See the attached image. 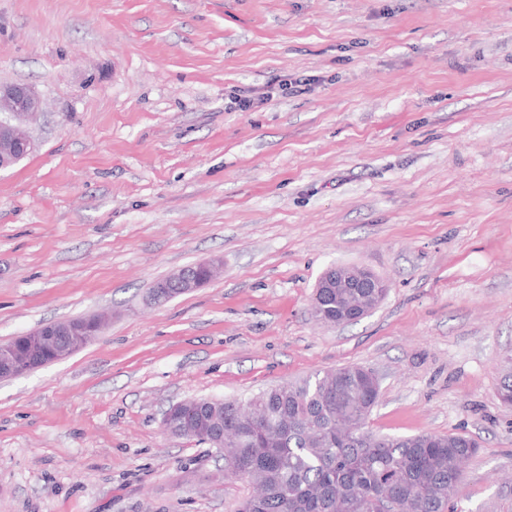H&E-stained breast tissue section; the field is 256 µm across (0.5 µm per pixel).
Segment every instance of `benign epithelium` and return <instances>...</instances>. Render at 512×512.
I'll use <instances>...</instances> for the list:
<instances>
[{
	"label": "benign epithelium",
	"mask_w": 512,
	"mask_h": 512,
	"mask_svg": "<svg viewBox=\"0 0 512 512\" xmlns=\"http://www.w3.org/2000/svg\"><path fill=\"white\" fill-rule=\"evenodd\" d=\"M40 110L39 99L26 85L0 84V114L6 113L10 121L0 120V171L19 163L32 148L26 130V120ZM170 283L186 292L204 285L185 269L170 278ZM316 288H372L375 295L387 290L385 281L362 266L337 265L327 269L316 283ZM87 330L64 322L52 323V329L39 339V344H50L58 336H82Z\"/></svg>",
	"instance_id": "1"
}]
</instances>
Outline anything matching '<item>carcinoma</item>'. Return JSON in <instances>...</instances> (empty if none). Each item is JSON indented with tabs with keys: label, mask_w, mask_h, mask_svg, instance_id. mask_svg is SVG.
<instances>
[{
	"label": "carcinoma",
	"mask_w": 512,
	"mask_h": 512,
	"mask_svg": "<svg viewBox=\"0 0 512 512\" xmlns=\"http://www.w3.org/2000/svg\"><path fill=\"white\" fill-rule=\"evenodd\" d=\"M323 289L314 309L326 318L351 308L353 292ZM29 336L13 341L23 362L17 374L45 366L70 344L33 352ZM378 389L367 368L346 365L317 371L253 395L246 403L214 402L207 416L187 424L186 436L211 442L224 429V448L235 464L229 475L251 476L253 492L239 512H445L458 488L462 464L477 444L461 433L378 435L367 419Z\"/></svg>",
	"instance_id": "obj_1"
}]
</instances>
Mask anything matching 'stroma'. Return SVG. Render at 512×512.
Masks as SVG:
<instances>
[{
	"mask_svg": "<svg viewBox=\"0 0 512 512\" xmlns=\"http://www.w3.org/2000/svg\"><path fill=\"white\" fill-rule=\"evenodd\" d=\"M1 82L43 108L0 171V343L107 321L0 380V512H237L165 410L350 364L374 433L477 441L446 512H512V0H0ZM340 263L388 291L326 326ZM315 288L314 298L319 288H323V290L316 298L314 307L312 306V313L315 317L316 315H322L326 318H335L336 307L340 305L351 311V300L355 299L354 295L351 293L352 291H356L364 297L370 296L368 297L366 305L367 307L373 308L378 304L374 305V293L378 296L380 295V290H383L385 296L387 292V284L385 281L370 269L362 266H332L321 275ZM336 288L342 289L336 294ZM370 288H376L374 293ZM314 309L318 311L317 314H314ZM368 312L369 311H357L350 313L348 317H336L335 322L327 324L342 325L356 322L364 318Z\"/></svg>",
	"mask_w": 512,
	"mask_h": 512,
	"instance_id": "1",
	"label": "stroma"
}]
</instances>
